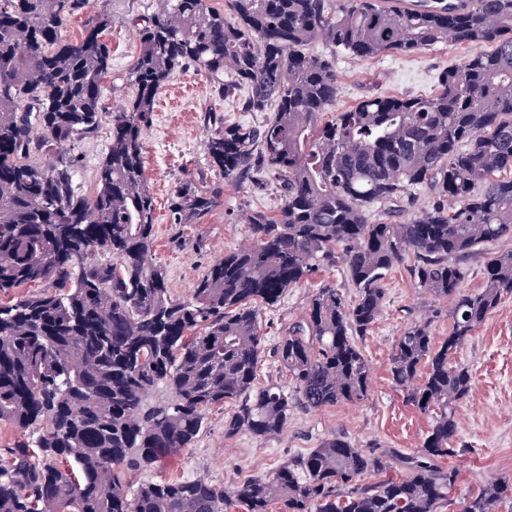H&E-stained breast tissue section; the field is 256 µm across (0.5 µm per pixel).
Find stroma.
Instances as JSON below:
<instances>
[{"instance_id":"obj_1","label":"stroma","mask_w":512,"mask_h":512,"mask_svg":"<svg viewBox=\"0 0 512 512\" xmlns=\"http://www.w3.org/2000/svg\"><path fill=\"white\" fill-rule=\"evenodd\" d=\"M157 9V0H83L63 28L65 39L81 38L84 22L93 12L112 18L104 37L112 50V72L106 80L102 105L112 111L133 95L129 72L139 52L138 31L145 17ZM312 53L327 57L336 71L340 94L335 106L347 109L362 98L377 95H430L437 91L440 74L448 66L477 53L472 44L440 43L415 54L390 53L373 59H355L333 51L325 42L311 45ZM160 105L144 135V179L156 203L154 260L167 271L173 298L189 299L196 280L224 253L248 242L242 217L272 211L281 203L271 183L236 185L211 170L206 155V133L212 118L224 124L262 127L264 112H246L240 99L214 97L209 78L194 67L176 73L157 97ZM110 138L108 120L91 134L64 146L59 155L73 161L86 195L96 191V165ZM193 177L204 190L221 188L216 206L199 224H174L168 217L172 184ZM335 283L347 295L356 290L343 267L320 269L308 281L290 288L280 302L260 311L268 343H275L299 321L316 288ZM383 311L366 334L357 340L371 364V386L359 401L319 409L293 407L282 432L256 438L247 433L225 435L228 409L212 408L191 447L163 461L131 470V487L151 481L204 478L230 487L245 479H263L289 459L309 453L334 436H343L376 452L401 453L417 448L429 431L432 418L407 404L390 376L394 342L404 326L441 308V301L421 293L406 265L396 266L386 278ZM432 334L443 341L451 328L448 316L433 317ZM468 367L472 389L458 408V453L449 459L459 473L450 497L460 504L465 495L504 474H512V295L504 296L495 311L476 328L457 355Z\"/></svg>"}]
</instances>
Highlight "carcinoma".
<instances>
[{"label":"carcinoma","instance_id":"cac0c4a2","mask_svg":"<svg viewBox=\"0 0 512 512\" xmlns=\"http://www.w3.org/2000/svg\"><path fill=\"white\" fill-rule=\"evenodd\" d=\"M79 0H0V424L49 427L0 464V512H437L456 482V407L471 391L451 359L512 294V251L492 253L485 284L461 289L458 260L512 237V0L398 10L379 0H159L140 30L131 100L111 113L93 197L73 164L33 158L102 119L112 24L93 13L68 41ZM323 40L367 59L438 43L489 44L443 71L426 96H369L327 113L339 96L332 63L307 52ZM247 112L277 103L259 129L216 125L209 165L242 184L276 183L281 205L249 216L251 244L213 263L186 301L154 262L156 204L143 177L144 133L161 88L187 65ZM41 135L32 136L34 126ZM431 201L414 208V191ZM218 191L194 179L170 195L174 224H200ZM100 253L119 258L96 265ZM415 285L451 299L452 328L431 320L397 337L392 381L433 421L409 454L365 451L345 437L226 490L201 479L143 483L127 473L189 447L208 410L230 404L227 435L267 437L288 423V393L256 386L267 351L298 402L321 408L367 395L371 367L355 341L380 317L386 276L407 260ZM344 265L349 300L326 283L273 348L260 307L323 267ZM400 476L367 482L392 464ZM461 512L512 510V476L469 494Z\"/></svg>","mask_w":512,"mask_h":512}]
</instances>
